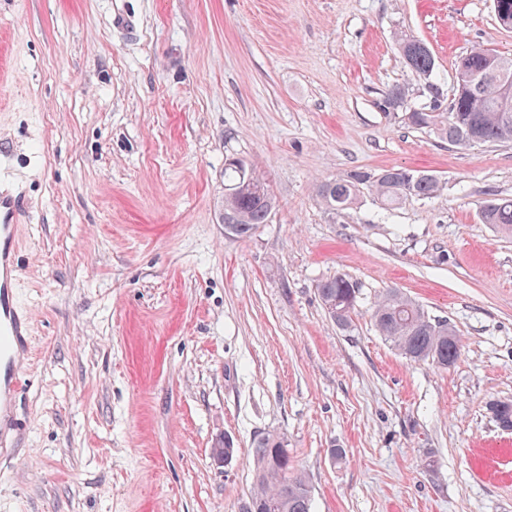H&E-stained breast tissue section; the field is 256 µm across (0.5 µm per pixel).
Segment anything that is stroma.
I'll use <instances>...</instances> for the list:
<instances>
[{"instance_id":"stroma-1","label":"stroma","mask_w":512,"mask_h":512,"mask_svg":"<svg viewBox=\"0 0 512 512\" xmlns=\"http://www.w3.org/2000/svg\"><path fill=\"white\" fill-rule=\"evenodd\" d=\"M480 45L512 56L492 0H0V193L27 203L32 315L0 512H245L266 434L311 512H512V430L490 411L512 402V233L481 221L512 197V144L404 120ZM395 86L405 106L382 112ZM231 159L277 200L247 238L224 231ZM392 166L443 190L329 221L317 181ZM339 273L361 288L346 328L317 293ZM388 288L454 327L453 367L378 334ZM398 51L406 67L418 77H430L435 60L429 48L414 36L401 32L396 36Z\"/></svg>"}]
</instances>
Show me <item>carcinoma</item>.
<instances>
[{
  "mask_svg": "<svg viewBox=\"0 0 512 512\" xmlns=\"http://www.w3.org/2000/svg\"><path fill=\"white\" fill-rule=\"evenodd\" d=\"M499 26L512 29V0H493ZM398 51L415 75L429 77L435 60L429 48L414 36H396ZM502 55L483 47L472 49L456 65V87L448 107L435 104L407 113L417 128H430L450 144L511 143L512 111H501L499 87L483 76ZM405 90L393 87L383 95L380 108L394 112L404 106ZM442 190L431 175L394 166L381 171L357 168L338 180H325L315 189L316 197L330 219L356 207L361 194L369 192L387 207L409 200L430 199ZM276 204L266 179L246 167L224 165V215L231 218L229 233L245 238L258 224L268 222ZM481 220L503 231H512V198H494L481 210ZM319 298L330 318L347 327L360 296V286L350 276L338 273L322 281ZM372 319L379 335L414 362L430 361L441 368L453 366L464 346L446 322L432 319L425 309L398 289H389L375 302ZM498 424L512 428V403L498 401L491 406ZM246 512H311V490L307 478L298 472L288 456L283 439L274 434L255 442V484Z\"/></svg>",
  "mask_w": 512,
  "mask_h": 512,
  "instance_id": "cac0c4a2",
  "label": "carcinoma"
}]
</instances>
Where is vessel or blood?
<instances>
[{
    "label": "vessel or blood",
    "mask_w": 512,
    "mask_h": 512,
    "mask_svg": "<svg viewBox=\"0 0 512 512\" xmlns=\"http://www.w3.org/2000/svg\"><path fill=\"white\" fill-rule=\"evenodd\" d=\"M25 214L23 200L0 194V447H12L19 423L14 414L23 387L22 366L28 355L31 315L14 296L15 244Z\"/></svg>",
    "instance_id": "b4317fda"
}]
</instances>
